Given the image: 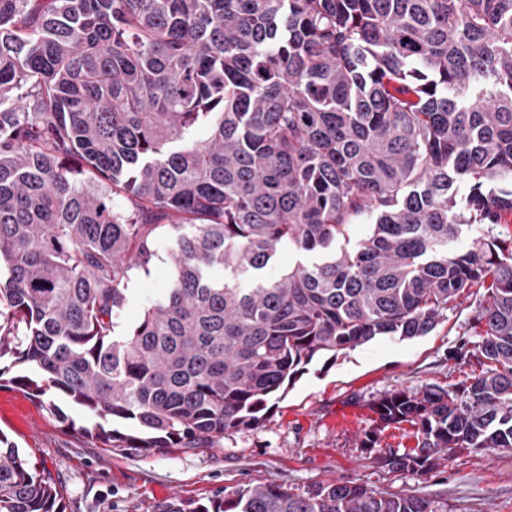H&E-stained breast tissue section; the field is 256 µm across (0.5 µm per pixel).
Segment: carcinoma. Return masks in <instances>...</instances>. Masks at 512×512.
I'll list each match as a JSON object with an SVG mask.
<instances>
[{"label": "carcinoma", "mask_w": 512, "mask_h": 512, "mask_svg": "<svg viewBox=\"0 0 512 512\" xmlns=\"http://www.w3.org/2000/svg\"><path fill=\"white\" fill-rule=\"evenodd\" d=\"M511 216L512 0H0V386L96 448L218 444L315 357L426 336L479 286L480 372L383 398L417 444L373 462L511 452ZM163 238L169 286L122 329ZM284 246L315 260L239 287ZM0 512H65L1 436ZM160 512L447 508L338 480Z\"/></svg>", "instance_id": "obj_1"}]
</instances>
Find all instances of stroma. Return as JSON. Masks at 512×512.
<instances>
[{
	"label": "stroma",
	"mask_w": 512,
	"mask_h": 512,
	"mask_svg": "<svg viewBox=\"0 0 512 512\" xmlns=\"http://www.w3.org/2000/svg\"><path fill=\"white\" fill-rule=\"evenodd\" d=\"M171 243L160 240L150 273L132 280L120 314L133 325L167 288ZM475 293L448 309L429 335L383 336L337 355L317 357L275 400L255 428L225 434L217 445L164 453L108 452L67 430L25 391L0 386V436L62 490L66 512H159L173 498L191 502L224 490L272 483L302 493L336 480L409 490L447 503L448 512H512V453L460 452L421 477L373 464L391 449L414 447L410 423L380 426L376 403L396 390L451 388L471 376L457 348L477 342ZM372 447H365L368 434Z\"/></svg>",
	"instance_id": "stroma-1"
}]
</instances>
